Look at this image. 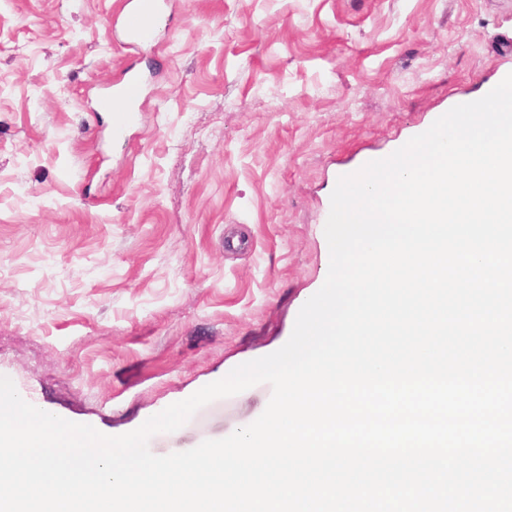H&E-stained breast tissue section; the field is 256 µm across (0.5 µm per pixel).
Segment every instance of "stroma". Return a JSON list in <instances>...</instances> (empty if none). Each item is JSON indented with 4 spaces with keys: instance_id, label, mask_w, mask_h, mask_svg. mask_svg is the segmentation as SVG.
Here are the masks:
<instances>
[{
    "instance_id": "stroma-1",
    "label": "stroma",
    "mask_w": 512,
    "mask_h": 512,
    "mask_svg": "<svg viewBox=\"0 0 512 512\" xmlns=\"http://www.w3.org/2000/svg\"><path fill=\"white\" fill-rule=\"evenodd\" d=\"M0 0V375L116 436L271 354L323 285L340 176L512 72V0ZM144 83L123 137L95 109ZM239 239L237 251L225 238ZM255 385L149 441L256 420ZM162 1L128 0L122 14L124 43L132 49L151 48L161 19ZM132 4L131 6H129Z\"/></svg>"
}]
</instances>
